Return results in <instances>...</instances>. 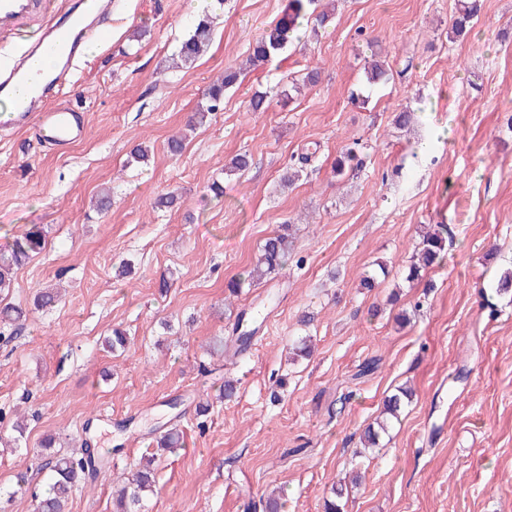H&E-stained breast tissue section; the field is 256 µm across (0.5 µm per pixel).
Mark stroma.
Instances as JSON below:
<instances>
[{"label": "stroma", "instance_id": "obj_1", "mask_svg": "<svg viewBox=\"0 0 512 512\" xmlns=\"http://www.w3.org/2000/svg\"><path fill=\"white\" fill-rule=\"evenodd\" d=\"M287 3L224 0L208 52L174 69L207 0H120L88 63L48 100L82 106L83 139L59 154L37 130H0V248L34 225L46 235L7 296L27 319L0 330V437L16 442L0 450V512H32L51 453L85 443L110 465L67 512H112L114 479L173 426L181 446L156 458L142 512H247L277 488L286 512H323L352 471L363 479L344 512H512V293L495 290L512 271V0H482L454 40L457 0H337L328 26L245 68ZM374 52L390 79L370 87ZM230 67L241 76L223 110L171 153ZM313 69L318 83L283 97ZM357 89L366 104L352 103ZM257 92L266 111L250 109ZM405 106L417 120L401 132ZM355 139L363 166L336 175ZM141 142L150 151L136 162ZM240 153L250 168L230 170ZM105 187L112 206L100 213ZM171 191L177 206L158 207ZM287 221L285 268L230 294ZM437 224L442 261L407 282L421 231ZM375 263L386 277L361 287ZM42 288L60 289L54 309L33 310ZM257 307L266 318L248 351L211 352ZM116 327L130 338L119 357L103 347ZM307 335L312 356L289 360ZM228 378L237 392L223 400ZM405 386L400 422L359 456L364 429Z\"/></svg>", "mask_w": 512, "mask_h": 512}]
</instances>
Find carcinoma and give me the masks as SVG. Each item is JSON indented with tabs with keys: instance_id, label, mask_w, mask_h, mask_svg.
<instances>
[{
	"instance_id": "carcinoma-1",
	"label": "carcinoma",
	"mask_w": 512,
	"mask_h": 512,
	"mask_svg": "<svg viewBox=\"0 0 512 512\" xmlns=\"http://www.w3.org/2000/svg\"><path fill=\"white\" fill-rule=\"evenodd\" d=\"M318 0H288L287 10L281 19L263 30L262 34L250 44L249 55L253 65L258 66L269 59L282 54L288 46L300 39V29L303 20L312 15L311 8ZM481 10L479 0H463L458 16L455 18L451 33L454 37L465 36L471 21ZM214 17L208 11L204 12L194 24L191 34L184 39L179 47L176 64L186 67L194 64L207 49L212 40ZM238 79V73L233 70L224 71L207 90L208 104L194 112L188 124H203L208 117L218 111L224 104V92ZM367 82L378 85L388 80V70L383 62L372 60L366 70ZM359 143L354 142L341 152L336 159L335 172L343 174L345 169L354 167L360 161L358 158ZM45 244V235L41 228L32 226L20 237L16 238L8 252L0 253V292L11 288L14 269L24 265L30 257L39 252ZM292 247L288 226L268 237L263 243L256 264L248 272L250 281H261L276 275L288 262ZM445 251V237L440 232L429 233L422 238L417 252V261L409 266L406 279L415 281L420 277V269L438 263ZM256 322L255 317L245 318L240 314L232 326L230 342L236 346L237 352H242L255 329L245 325V321ZM407 392L402 390L388 397L384 411L386 418L377 422V426H368L363 434L365 446L377 443L380 434L388 430L391 420L398 419L404 406ZM104 456L97 449L87 446L82 448L78 456L58 455L50 463V478L48 488L40 494H33L35 512H66V504L73 492L92 484L99 464ZM153 457L145 458V462L127 480L113 500V512H140L144 496L155 491V477L151 469Z\"/></svg>"
}]
</instances>
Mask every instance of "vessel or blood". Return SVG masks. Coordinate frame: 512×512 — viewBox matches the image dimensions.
I'll return each instance as SVG.
<instances>
[{"instance_id": "b4317fda", "label": "vessel or blood", "mask_w": 512, "mask_h": 512, "mask_svg": "<svg viewBox=\"0 0 512 512\" xmlns=\"http://www.w3.org/2000/svg\"><path fill=\"white\" fill-rule=\"evenodd\" d=\"M113 0H89L82 12H70L62 22L45 13V0H0V43L11 41L26 25L43 28L37 52L63 47L55 68L42 79H30L25 58L0 64V96L7 98L15 84L24 82L28 91L15 100L10 111L0 114V129L23 130L37 125L48 143L59 152H67L86 131L84 112L71 106H46L44 98L69 81L76 64L87 62L86 45L102 39L112 16Z\"/></svg>"}]
</instances>
